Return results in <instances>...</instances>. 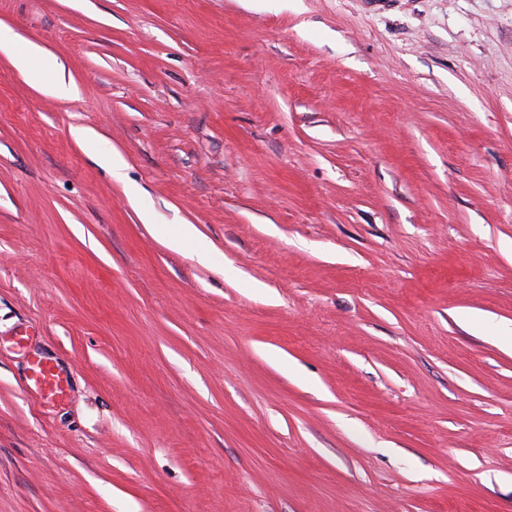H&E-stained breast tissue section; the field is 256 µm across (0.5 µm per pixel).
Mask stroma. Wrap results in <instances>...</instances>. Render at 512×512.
Segmentation results:
<instances>
[{
    "label": "stroma",
    "instance_id": "obj_1",
    "mask_svg": "<svg viewBox=\"0 0 512 512\" xmlns=\"http://www.w3.org/2000/svg\"><path fill=\"white\" fill-rule=\"evenodd\" d=\"M0 38L63 68L0 51V512H512V0ZM33 382L37 388L46 392L50 397L58 396L63 392L58 376L47 364L38 363L35 366Z\"/></svg>",
    "mask_w": 512,
    "mask_h": 512
}]
</instances>
